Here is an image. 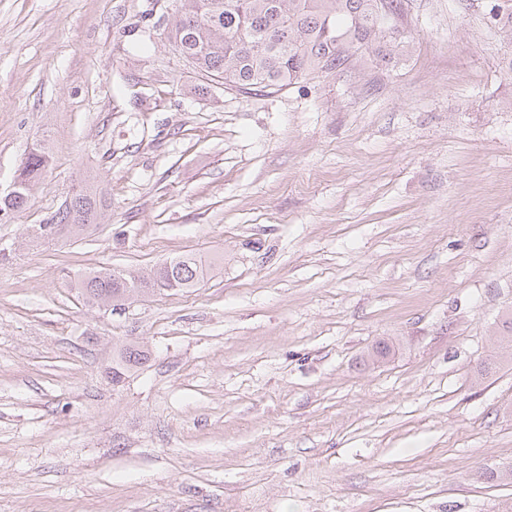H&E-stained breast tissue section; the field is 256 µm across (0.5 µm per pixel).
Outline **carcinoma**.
Returning <instances> with one entry per match:
<instances>
[{"mask_svg":"<svg viewBox=\"0 0 512 512\" xmlns=\"http://www.w3.org/2000/svg\"><path fill=\"white\" fill-rule=\"evenodd\" d=\"M382 0H176L177 19L167 39L181 52L209 93L213 84L242 94L276 93L313 74L334 73L362 49L381 50L387 15ZM493 22L512 41V5L495 8ZM48 163L42 144L32 147L18 170L17 194L0 199V215L8 217L28 203ZM97 194L75 192L39 225L47 241L78 237L104 218ZM202 270L190 256L175 258L147 276L111 269H92L78 281L87 302L132 298L156 288L183 290L199 283ZM141 360V350L128 346L112 361V384H121Z\"/></svg>","mask_w":512,"mask_h":512,"instance_id":"carcinoma-1","label":"carcinoma"}]
</instances>
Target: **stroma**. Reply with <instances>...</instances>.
I'll use <instances>...</instances> for the list:
<instances>
[{"label": "stroma", "instance_id": "stroma-1", "mask_svg": "<svg viewBox=\"0 0 512 512\" xmlns=\"http://www.w3.org/2000/svg\"><path fill=\"white\" fill-rule=\"evenodd\" d=\"M498 2L400 0L385 56L202 95L173 0H0V191L50 155L0 222V512H512ZM86 187L102 223L32 237ZM185 254L193 288H77ZM48 158L46 147L42 144H36L29 150L18 170L17 179L19 187L17 194L10 200L5 201V199H9L14 194L17 187V180L14 179L11 190L6 195H1V199H4H0L1 220L21 211L27 205L35 183L39 180L47 166ZM141 353L143 352L134 346L120 350L112 361V384L119 385L125 380L130 369L141 360Z\"/></svg>", "mask_w": 512, "mask_h": 512}]
</instances>
